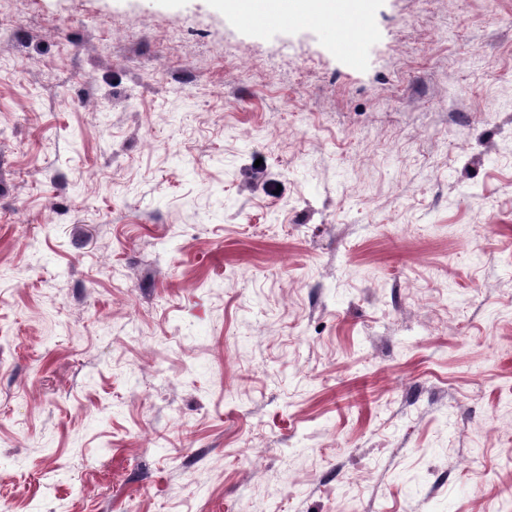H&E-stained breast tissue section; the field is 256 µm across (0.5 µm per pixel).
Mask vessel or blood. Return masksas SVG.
Returning a JSON list of instances; mask_svg holds the SVG:
<instances>
[{"instance_id": "1", "label": "vessel or blood", "mask_w": 512, "mask_h": 512, "mask_svg": "<svg viewBox=\"0 0 512 512\" xmlns=\"http://www.w3.org/2000/svg\"><path fill=\"white\" fill-rule=\"evenodd\" d=\"M332 10L334 15L328 18L300 8L296 0H238L234 15L262 30L288 25L318 28L323 37L348 59L350 65L359 66L366 51V41L353 37L349 29L339 22L340 17L352 13V0H333Z\"/></svg>"}]
</instances>
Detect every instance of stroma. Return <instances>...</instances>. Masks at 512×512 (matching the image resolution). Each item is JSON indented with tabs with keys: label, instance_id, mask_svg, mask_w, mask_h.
<instances>
[{
	"label": "stroma",
	"instance_id": "35a3bbf8",
	"mask_svg": "<svg viewBox=\"0 0 512 512\" xmlns=\"http://www.w3.org/2000/svg\"><path fill=\"white\" fill-rule=\"evenodd\" d=\"M0 22V512H512V0ZM238 10L230 12L236 18H242L249 25L273 30L288 25L312 26L320 30L323 37L336 46L353 67L359 66L366 51V40L354 38L349 29L313 10H304L295 0H238Z\"/></svg>",
	"mask_w": 512,
	"mask_h": 512
}]
</instances>
